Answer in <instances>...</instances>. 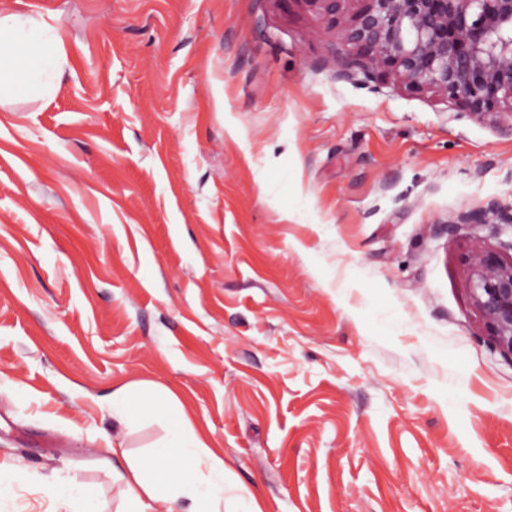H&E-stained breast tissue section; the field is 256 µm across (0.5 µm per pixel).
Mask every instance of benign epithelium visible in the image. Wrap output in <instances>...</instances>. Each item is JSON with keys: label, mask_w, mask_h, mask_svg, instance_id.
Listing matches in <instances>:
<instances>
[{"label": "benign epithelium", "mask_w": 512, "mask_h": 512, "mask_svg": "<svg viewBox=\"0 0 512 512\" xmlns=\"http://www.w3.org/2000/svg\"><path fill=\"white\" fill-rule=\"evenodd\" d=\"M340 33L336 78L367 82L376 70L405 85L451 97L461 111L512 131V0H358ZM512 224V211L490 201L455 223ZM469 290L494 345L512 358V259L476 246Z\"/></svg>", "instance_id": "benign-epithelium-1"}]
</instances>
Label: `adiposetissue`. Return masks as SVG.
Masks as SVG:
<instances>
[{
	"instance_id": "adipose-tissue-1",
	"label": "adipose tissue",
	"mask_w": 512,
	"mask_h": 512,
	"mask_svg": "<svg viewBox=\"0 0 512 512\" xmlns=\"http://www.w3.org/2000/svg\"><path fill=\"white\" fill-rule=\"evenodd\" d=\"M42 25L32 19L10 13L0 16V47H10L12 63L0 61V95L19 89L38 88L43 77L59 74L56 54L61 41L44 45L38 37ZM148 392L154 397L156 415L175 412L176 423L169 437L150 460L130 458L124 441L116 440L106 450L113 458L124 460L114 479L122 488L128 512H217L224 498V483L231 472L223 459L210 448L205 434L195 429L190 416L177 397L156 383H128L112 394V414L130 419L133 394ZM207 463L211 478L208 484L199 481V465Z\"/></svg>"
}]
</instances>
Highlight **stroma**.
I'll return each mask as SVG.
<instances>
[{"instance_id":"stroma-1","label":"stroma","mask_w":512,"mask_h":512,"mask_svg":"<svg viewBox=\"0 0 512 512\" xmlns=\"http://www.w3.org/2000/svg\"><path fill=\"white\" fill-rule=\"evenodd\" d=\"M317 0H0L64 75L0 106V512H120L165 386L265 512H512V359L472 305L512 136L337 79ZM437 224L439 232L445 234L455 232L458 224H512V208L508 212L502 209L495 201H489L485 207L478 211L459 215L455 223L448 224V222H445Z\"/></svg>"}]
</instances>
